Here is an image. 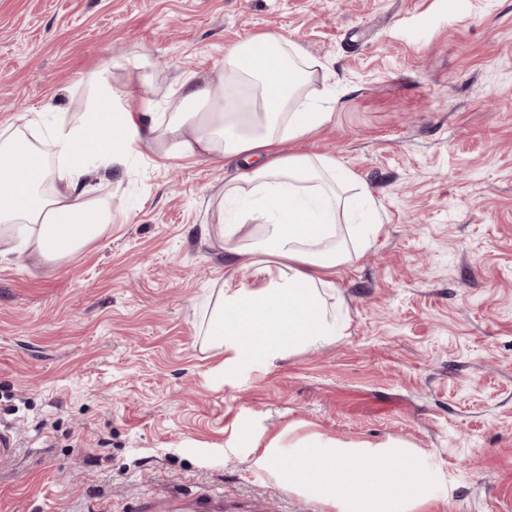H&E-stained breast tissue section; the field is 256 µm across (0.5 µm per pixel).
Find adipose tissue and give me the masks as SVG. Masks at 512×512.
Instances as JSON below:
<instances>
[{
    "instance_id": "1",
    "label": "adipose tissue",
    "mask_w": 512,
    "mask_h": 512,
    "mask_svg": "<svg viewBox=\"0 0 512 512\" xmlns=\"http://www.w3.org/2000/svg\"><path fill=\"white\" fill-rule=\"evenodd\" d=\"M314 66L296 42L266 31L226 48L209 74L184 79L167 120L146 123L139 76L115 89L101 73L79 120L44 138L36 112L0 132V258L49 261L104 236L112 213L86 182L92 161L120 165L150 142L169 156L229 158L238 166L212 219L237 269L261 283L222 290L209 317L211 342L234 358L264 361L335 341L340 329L322 291L349 257L337 226L368 192L352 189L333 158L279 151L331 118L302 100ZM235 201L241 208L230 222L223 205Z\"/></svg>"
}]
</instances>
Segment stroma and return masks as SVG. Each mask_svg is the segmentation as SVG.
<instances>
[{
	"label": "stroma",
	"instance_id": "stroma-1",
	"mask_svg": "<svg viewBox=\"0 0 512 512\" xmlns=\"http://www.w3.org/2000/svg\"><path fill=\"white\" fill-rule=\"evenodd\" d=\"M275 30L318 61L332 118L286 151L367 186L369 244L327 295L348 327L226 362L207 321L229 264L209 211L232 160L147 143L90 175L112 209L69 258L0 260V512H121L167 493L224 512H322L253 467L273 438L398 440L439 472L426 512H512V0H0V127L78 120L90 79L173 82Z\"/></svg>",
	"mask_w": 512,
	"mask_h": 512
}]
</instances>
